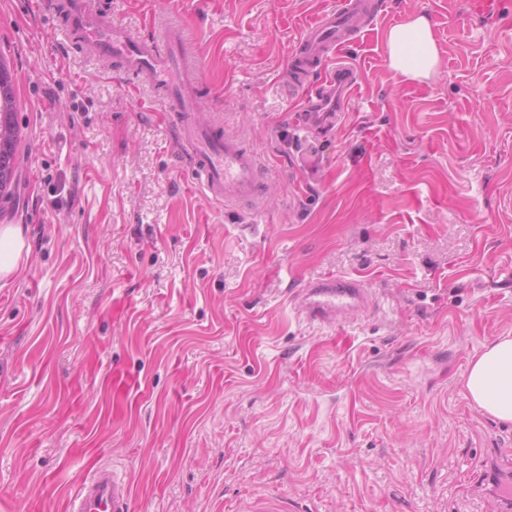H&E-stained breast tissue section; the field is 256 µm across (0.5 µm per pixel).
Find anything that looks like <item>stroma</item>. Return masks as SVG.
Segmentation results:
<instances>
[{
    "label": "stroma",
    "mask_w": 512,
    "mask_h": 512,
    "mask_svg": "<svg viewBox=\"0 0 512 512\" xmlns=\"http://www.w3.org/2000/svg\"><path fill=\"white\" fill-rule=\"evenodd\" d=\"M31 2L0 0L21 173L0 225L29 249L0 279V512H65L101 462L133 512L276 491L305 512H500L512 423L463 383L512 335V0H386L339 54L358 84L330 134L295 126L288 59L336 0H89L199 56L201 118L266 159L257 214L194 188L177 113L49 39L63 16ZM420 14L439 50L422 81L385 39ZM328 275L377 309L306 322L289 290Z\"/></svg>",
    "instance_id": "35a3bbf8"
}]
</instances>
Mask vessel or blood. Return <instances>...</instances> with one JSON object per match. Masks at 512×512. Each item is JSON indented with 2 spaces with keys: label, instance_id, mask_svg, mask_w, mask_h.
<instances>
[{
  "label": "vessel or blood",
  "instance_id": "1",
  "mask_svg": "<svg viewBox=\"0 0 512 512\" xmlns=\"http://www.w3.org/2000/svg\"><path fill=\"white\" fill-rule=\"evenodd\" d=\"M68 31L77 35L97 59L119 62L133 82L149 86L159 101L181 113L178 138L188 153L200 189L211 200L228 207L259 211L264 207L267 167L241 137L222 125L198 122L195 84L199 61L189 54L175 31L162 38L133 36L125 28L102 20L87 0H63ZM360 0H337L306 26L290 50L289 68L297 87L306 90L307 103L296 119L302 130H330L344 106L339 92L355 84L353 71L329 72L339 49L357 40L367 25L382 17L384 5L376 0L368 20H361ZM298 312L311 323L354 321L374 302L367 284L350 276H327L306 281L297 290ZM131 491L116 469L101 466L87 476L66 502L65 512H130ZM293 501L272 494L240 501L237 512H292Z\"/></svg>",
  "mask_w": 512,
  "mask_h": 512
}]
</instances>
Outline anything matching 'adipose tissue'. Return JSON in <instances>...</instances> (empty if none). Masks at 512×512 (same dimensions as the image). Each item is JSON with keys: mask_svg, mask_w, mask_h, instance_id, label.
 I'll list each match as a JSON object with an SVG mask.
<instances>
[{"mask_svg": "<svg viewBox=\"0 0 512 512\" xmlns=\"http://www.w3.org/2000/svg\"><path fill=\"white\" fill-rule=\"evenodd\" d=\"M387 46L390 69L406 78H429L438 67L439 52L426 16L411 17L392 27ZM464 389L482 412L512 422V336L497 337L472 360Z\"/></svg>", "mask_w": 512, "mask_h": 512, "instance_id": "ef3b65f1", "label": "adipose tissue"}]
</instances>
